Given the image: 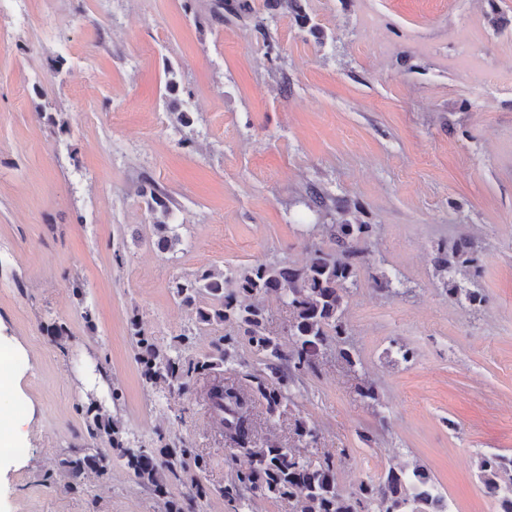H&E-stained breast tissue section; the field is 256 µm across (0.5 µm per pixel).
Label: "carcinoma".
I'll use <instances>...</instances> for the list:
<instances>
[{
  "mask_svg": "<svg viewBox=\"0 0 512 512\" xmlns=\"http://www.w3.org/2000/svg\"><path fill=\"white\" fill-rule=\"evenodd\" d=\"M251 0H211L207 20L224 23L225 15L242 18L253 14ZM148 209L153 215L157 244L170 250L180 242L170 224L172 209L164 197L150 194ZM338 252L318 251L308 264L293 267L283 263L260 264L235 275L206 270L192 278L172 281L173 296L180 304L195 310L199 324L237 326L248 343L262 354L263 368L247 373L255 383V392L273 414L288 403L297 383L316 371L325 351L336 352L349 365L353 354L347 348L344 301L349 286L355 284L356 265L368 253L371 226L368 224H332ZM275 294L288 305V340L273 335L266 327L265 309L252 298ZM136 358L143 366L145 382L153 387L186 392L198 380L207 382L205 395L211 415L223 429L234 459L244 455L249 465L238 468L222 494L232 512H247L259 498L286 500L294 512H447L437 486L420 467L411 470L388 469L376 483L362 485L346 496L336 483V462L329 456L311 462L302 449L315 442V431L304 420L297 421L294 444L280 447L259 440L253 427L251 398L233 382L218 377L225 363L237 361V339L226 334L214 352L194 362L183 361L181 347L190 337H182L180 346L162 350L141 331L135 332ZM93 436L108 447L87 448L65 458L62 466L73 480L104 475L105 454L125 460L138 481L158 493H164L165 473L183 477L191 500L200 494L204 458L188 448L130 450L123 440L119 424L100 412L86 411ZM484 489L495 501L497 512H512V454L482 455L477 463Z\"/></svg>",
  "mask_w": 512,
  "mask_h": 512,
  "instance_id": "cac0c4a2",
  "label": "carcinoma"
}]
</instances>
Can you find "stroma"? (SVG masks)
Segmentation results:
<instances>
[{"instance_id": "obj_1", "label": "stroma", "mask_w": 512, "mask_h": 512, "mask_svg": "<svg viewBox=\"0 0 512 512\" xmlns=\"http://www.w3.org/2000/svg\"><path fill=\"white\" fill-rule=\"evenodd\" d=\"M253 3L216 24L210 0H0V425L20 430L0 447V512L180 498L178 479L159 497L116 456L101 478L65 476L71 450L103 445L91 407L131 447L207 459L186 512H231L220 490L246 458L228 462L202 391L145 384L134 331L212 353L225 327L197 324L170 281L304 266L344 221L372 227L345 304L356 364L327 355L276 414L255 398L259 437L289 446L302 419L344 494L418 466L448 512H496L477 461L512 454V0ZM151 185L173 202L169 251ZM462 241L479 268L455 280L476 305L434 264ZM148 209L153 215V227L157 235V244L163 250H170L180 242L179 236L175 233V228L170 224L172 209L167 201L161 195L153 191L150 194V200L147 201Z\"/></svg>"}]
</instances>
